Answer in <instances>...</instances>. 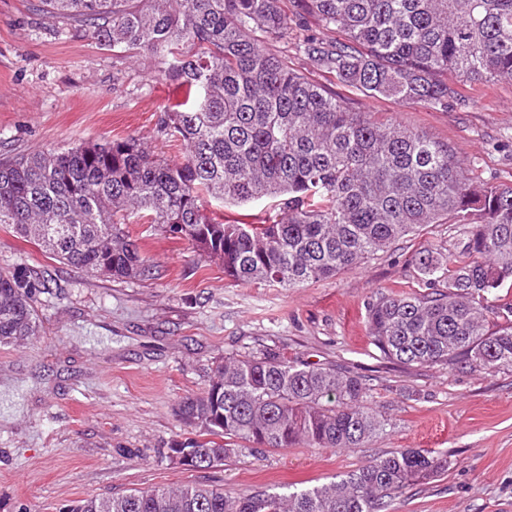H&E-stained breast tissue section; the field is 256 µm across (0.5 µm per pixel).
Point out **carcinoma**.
I'll use <instances>...</instances> for the list:
<instances>
[{
  "label": "carcinoma",
  "instance_id": "carcinoma-1",
  "mask_svg": "<svg viewBox=\"0 0 512 512\" xmlns=\"http://www.w3.org/2000/svg\"><path fill=\"white\" fill-rule=\"evenodd\" d=\"M104 48L146 51L181 93L160 126L185 148L170 163L134 138L0 161V224L60 262L111 280L152 268L121 217L143 212L163 232L222 261L237 282L293 288L352 269L427 224L462 237L416 256L424 288L372 300L366 325L384 358L408 366L512 367V304L489 299L512 282V183L470 177L445 142L352 112L266 42L292 17L322 29L297 51L372 96L431 108L464 103L448 85L512 83V0H40ZM283 195L271 223L216 222L202 199L246 204ZM27 267L0 271V346L36 335ZM504 319L491 322L490 316ZM363 379L273 351L218 361L209 388L176 416L193 436L172 444L224 464L237 443L282 449L358 448L385 420ZM448 470V456L402 450L338 481L236 496L202 485L90 497L62 512H383L386 499Z\"/></svg>",
  "mask_w": 512,
  "mask_h": 512
}]
</instances>
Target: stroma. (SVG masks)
Segmentation results:
<instances>
[{"mask_svg":"<svg viewBox=\"0 0 512 512\" xmlns=\"http://www.w3.org/2000/svg\"><path fill=\"white\" fill-rule=\"evenodd\" d=\"M39 0H0V159L135 138L168 161L184 149L159 129L175 96L166 66L149 54L101 48ZM315 19L273 42L294 67L354 112L448 143L470 174L512 183V84L462 86L465 105L432 109L372 97L313 70L296 51ZM219 221L275 216L279 201L244 205L204 198ZM125 227L150 260L148 280L112 281L65 265L0 224V270L27 266L44 279L38 336L0 346V512H58L71 502L208 484L235 495L330 482L404 448L447 456V473L416 482L387 512H512V368L406 367L381 358L366 330L368 302L419 292L415 255L455 236L429 224L369 262L284 288L225 276L186 239L132 214ZM274 350L291 360L361 376L386 426L360 448H243L224 464L170 462L189 429L175 408L204 392L216 360Z\"/></svg>","mask_w":512,"mask_h":512,"instance_id":"stroma-1","label":"stroma"}]
</instances>
